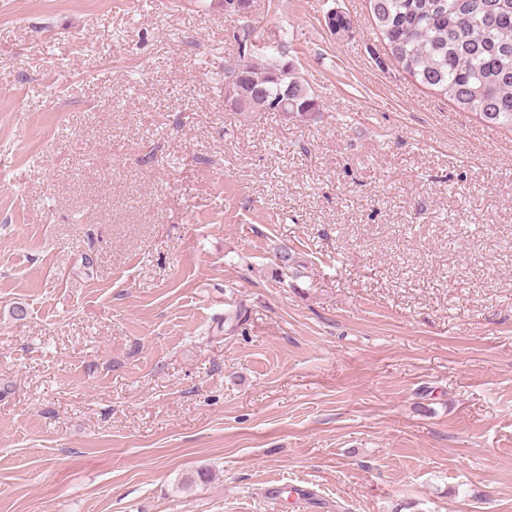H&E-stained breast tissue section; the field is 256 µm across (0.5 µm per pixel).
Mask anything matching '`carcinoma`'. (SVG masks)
I'll return each mask as SVG.
<instances>
[{
    "label": "carcinoma",
    "mask_w": 512,
    "mask_h": 512,
    "mask_svg": "<svg viewBox=\"0 0 512 512\" xmlns=\"http://www.w3.org/2000/svg\"><path fill=\"white\" fill-rule=\"evenodd\" d=\"M393 59L420 84L448 97L488 124L512 131V0H366ZM330 33L352 29L350 16L326 13ZM241 74L261 99L232 110L247 119L288 107L304 118L316 103L308 83L288 63L258 66L243 58ZM279 279L298 278L303 264L285 243L276 247Z\"/></svg>",
    "instance_id": "cac0c4a2"
}]
</instances>
